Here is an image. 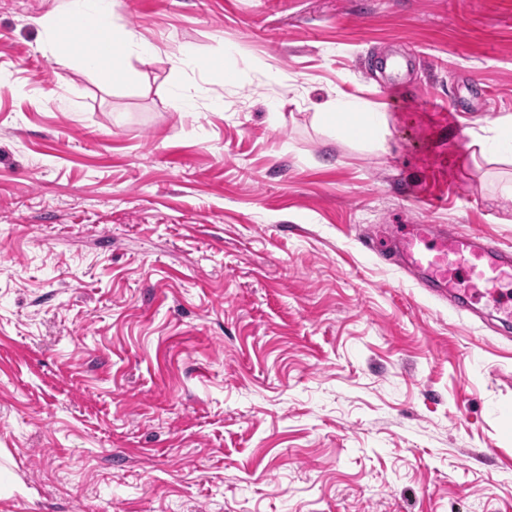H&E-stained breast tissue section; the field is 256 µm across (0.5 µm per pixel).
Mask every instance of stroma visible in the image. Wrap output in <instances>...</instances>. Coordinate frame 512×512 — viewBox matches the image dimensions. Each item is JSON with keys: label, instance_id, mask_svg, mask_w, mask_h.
<instances>
[{"label": "stroma", "instance_id": "35a3bbf8", "mask_svg": "<svg viewBox=\"0 0 512 512\" xmlns=\"http://www.w3.org/2000/svg\"><path fill=\"white\" fill-rule=\"evenodd\" d=\"M56 3L0 0V512H512L495 302L365 245L512 248L448 110L512 113V0H112L156 49L115 75L39 50ZM339 98L383 149L313 124Z\"/></svg>", "mask_w": 512, "mask_h": 512}]
</instances>
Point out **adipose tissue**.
I'll use <instances>...</instances> for the list:
<instances>
[{"instance_id": "1", "label": "adipose tissue", "mask_w": 512, "mask_h": 512, "mask_svg": "<svg viewBox=\"0 0 512 512\" xmlns=\"http://www.w3.org/2000/svg\"><path fill=\"white\" fill-rule=\"evenodd\" d=\"M77 16L85 17L88 27L97 33L96 42L73 57L84 71L123 70L124 59L131 50L142 57L154 56L152 45L137 41L133 33L116 29L112 0H60L52 14L35 18L34 23L43 29L50 43L59 45ZM316 118L329 123L337 137L371 149L384 145L385 115L370 106L339 99L332 102L330 111L317 113ZM468 134L471 146L485 163L502 166L503 188L512 193V114L476 118Z\"/></svg>"}]
</instances>
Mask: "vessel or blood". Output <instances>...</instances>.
Returning a JSON list of instances; mask_svg holds the SVG:
<instances>
[{"label": "vessel or blood", "instance_id": "b4317fda", "mask_svg": "<svg viewBox=\"0 0 512 512\" xmlns=\"http://www.w3.org/2000/svg\"><path fill=\"white\" fill-rule=\"evenodd\" d=\"M389 261L417 275L431 295L447 299L456 313L470 311L474 286L500 299L499 320L512 322V250L479 232H436L430 224H409L397 232Z\"/></svg>", "mask_w": 512, "mask_h": 512}]
</instances>
